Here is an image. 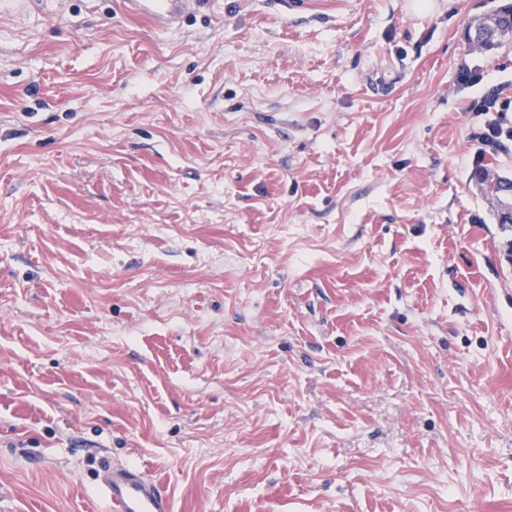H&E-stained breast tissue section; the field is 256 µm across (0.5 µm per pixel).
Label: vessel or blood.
<instances>
[{
	"mask_svg": "<svg viewBox=\"0 0 512 512\" xmlns=\"http://www.w3.org/2000/svg\"><path fill=\"white\" fill-rule=\"evenodd\" d=\"M189 0H122L126 11L156 24L179 23ZM110 512H172L163 484L141 469L124 464L105 465L99 482Z\"/></svg>",
	"mask_w": 512,
	"mask_h": 512,
	"instance_id": "1",
	"label": "vessel or blood"
}]
</instances>
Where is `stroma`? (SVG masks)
<instances>
[{
  "label": "stroma",
  "instance_id": "stroma-1",
  "mask_svg": "<svg viewBox=\"0 0 512 512\" xmlns=\"http://www.w3.org/2000/svg\"><path fill=\"white\" fill-rule=\"evenodd\" d=\"M504 2L0 0V512H512ZM190 0H122L130 15L145 17L155 24L170 26L179 23ZM502 9L503 12L495 10L476 27L479 32H490L493 38L484 35L468 36V40L484 52H494L506 43H512L511 4L503 5ZM501 94L502 91L500 89L493 87L480 102V108L485 112H490L491 109L499 112V119L490 122L481 133L483 144L489 147H497L502 142L503 137L512 139V126L503 123L506 114L504 112L509 111V108L512 106V100L501 101L499 103ZM497 105L498 110H496ZM99 486L111 512H172L164 485L138 467L105 465Z\"/></svg>",
  "mask_w": 512,
  "mask_h": 512
}]
</instances>
